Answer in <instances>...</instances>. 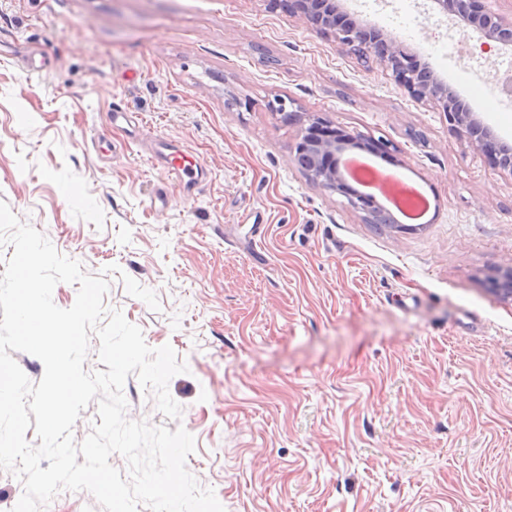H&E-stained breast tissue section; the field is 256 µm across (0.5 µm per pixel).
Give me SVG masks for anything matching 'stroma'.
Returning <instances> with one entry per match:
<instances>
[{"mask_svg":"<svg viewBox=\"0 0 512 512\" xmlns=\"http://www.w3.org/2000/svg\"><path fill=\"white\" fill-rule=\"evenodd\" d=\"M512 142V50L430 0H343ZM137 113L113 125L114 107ZM317 113L391 143L421 191L412 230L365 223L293 161ZM203 163L169 173L159 140ZM0 200L97 274L103 298L187 372L165 417L136 376L126 416L195 439L225 512H512V173L436 106L271 0H0ZM156 292L152 310L123 277Z\"/></svg>","mask_w":512,"mask_h":512,"instance_id":"35a3bbf8","label":"stroma"}]
</instances>
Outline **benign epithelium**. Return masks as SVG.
Here are the masks:
<instances>
[{"mask_svg":"<svg viewBox=\"0 0 512 512\" xmlns=\"http://www.w3.org/2000/svg\"><path fill=\"white\" fill-rule=\"evenodd\" d=\"M287 4L289 12L311 28L331 33L336 44L361 54L373 53L372 62L391 72L400 88L418 101L433 102L444 112L449 126L464 131L469 146L493 154L494 165L512 169V145L501 141L478 120L476 113L439 78L431 63L419 62L401 42L370 22L336 24V14L340 13L338 0H287ZM434 4L442 15L452 16L455 23L465 24V30L478 34L487 49L512 48V18L486 8L483 0H434ZM309 121L294 149L296 165L324 189L343 195L349 207L362 213L364 220L384 213L375 195L350 186L345 178L347 160L343 156L359 147L362 138L346 131L319 138L315 129L327 120L314 114Z\"/></svg>","mask_w":512,"mask_h":512,"instance_id":"benign-epithelium-1","label":"benign epithelium"}]
</instances>
